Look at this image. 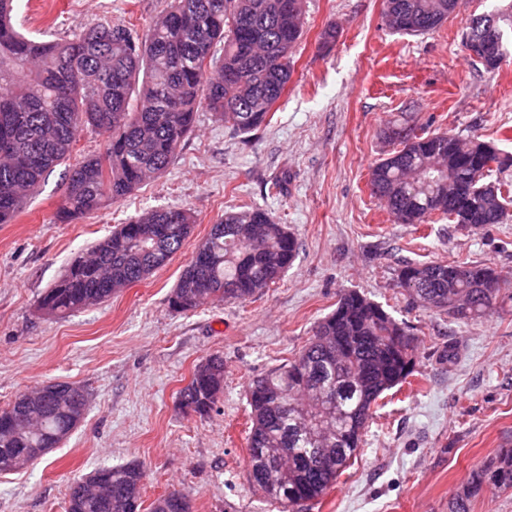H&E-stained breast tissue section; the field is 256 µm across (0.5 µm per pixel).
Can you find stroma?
Masks as SVG:
<instances>
[{"label": "stroma", "instance_id": "obj_1", "mask_svg": "<svg viewBox=\"0 0 512 512\" xmlns=\"http://www.w3.org/2000/svg\"><path fill=\"white\" fill-rule=\"evenodd\" d=\"M171 0H15L27 36L61 41L102 23L145 37ZM498 0H460L436 31L394 33L382 0H305L294 74L270 125L241 135L201 110L164 174L119 203L63 224L67 165L57 166L10 224H0V409L50 381L84 387L85 419L45 457L0 475V512H65L67 488L95 468L134 462L144 503L178 488L192 512H280L247 479L249 382L299 352L314 324L355 289L417 339L416 367L386 392L359 455L300 512H449L471 469L512 448V217L503 224H397L369 189L392 122L481 136L512 154V58L486 71L464 50L469 18ZM336 27L335 42L321 33ZM290 173L282 194L271 178ZM257 205L300 242L283 279L245 302L191 313L171 289L212 224ZM177 206L196 224L148 279L64 319L41 315L42 293L68 262L129 218ZM489 263L503 283L497 311L462 324L401 288V262ZM224 357V393L204 417L177 394L205 356Z\"/></svg>", "mask_w": 512, "mask_h": 512}]
</instances>
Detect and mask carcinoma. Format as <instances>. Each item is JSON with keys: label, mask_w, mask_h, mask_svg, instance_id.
<instances>
[{"label": "carcinoma", "mask_w": 512, "mask_h": 512, "mask_svg": "<svg viewBox=\"0 0 512 512\" xmlns=\"http://www.w3.org/2000/svg\"><path fill=\"white\" fill-rule=\"evenodd\" d=\"M459 0H383L388 26L403 35L439 28ZM13 0H0V224H11L28 196L56 166L71 159L78 133L92 126L107 135L102 154L72 165L58 208L63 221L97 210L106 198L122 201L162 174L207 108L224 125L249 134L269 123L287 90L293 50L303 35V0H172L147 40L131 25L112 24L66 42H46L12 22ZM512 2L471 19L462 41L493 72L505 61ZM393 145L373 166L371 195L398 224H502L512 204L508 179L491 172L512 167L493 142L466 141L448 132L420 134L411 126L383 130ZM195 224L187 208L158 209L131 218L76 255L45 291L38 310L54 318L109 300L165 267ZM174 285L169 305L194 312L216 299L244 302L276 284L295 260L299 243L257 206L224 213L198 244ZM398 282L429 310L462 322L496 311L502 283L481 262H405ZM417 343L382 306L349 291L313 328L291 360L251 380L248 448L288 458L276 481L261 477L262 459L248 453L258 473L254 488L297 512L298 500L321 498L349 467L382 395L412 375ZM179 391L180 408L203 417L224 393V357L211 354ZM51 396L3 412L23 422L19 434L0 430V466L7 458L47 448L74 430L70 409L83 388L59 382ZM130 464L109 466L112 484L71 488L66 512H141L142 498L127 490ZM512 490V448L472 469L449 512H469L483 486Z\"/></svg>", "instance_id": "carcinoma-1"}]
</instances>
